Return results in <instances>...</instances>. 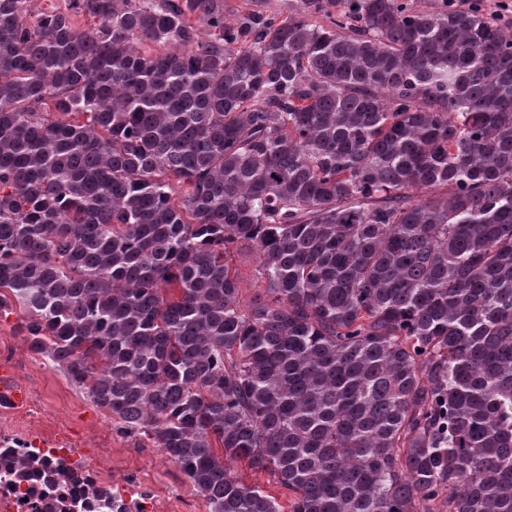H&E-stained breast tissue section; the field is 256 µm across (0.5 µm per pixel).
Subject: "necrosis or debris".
<instances>
[{"label":"necrosis or debris","mask_w":512,"mask_h":512,"mask_svg":"<svg viewBox=\"0 0 512 512\" xmlns=\"http://www.w3.org/2000/svg\"><path fill=\"white\" fill-rule=\"evenodd\" d=\"M100 448L82 453L44 431L32 405L0 401V512H174L169 499H147L118 484Z\"/></svg>","instance_id":"4bbe7bcc"}]
</instances>
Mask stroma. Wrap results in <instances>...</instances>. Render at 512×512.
<instances>
[{
  "label": "stroma",
  "mask_w": 512,
  "mask_h": 512,
  "mask_svg": "<svg viewBox=\"0 0 512 512\" xmlns=\"http://www.w3.org/2000/svg\"><path fill=\"white\" fill-rule=\"evenodd\" d=\"M19 322L15 314L0 319V342L16 347V358L21 364L19 380L36 378L30 400L38 406L42 422L47 425L63 423L65 443L111 448L113 473L134 479L144 492L168 491L180 499L184 512H207L205 500L162 449L154 447L152 442L119 432L111 416L97 407L83 388L71 383L47 358L30 350L17 333Z\"/></svg>",
  "instance_id": "stroma-1"
}]
</instances>
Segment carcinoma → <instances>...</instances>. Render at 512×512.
Returning <instances> with one entry per match:
<instances>
[{"instance_id": "1", "label": "carcinoma", "mask_w": 512, "mask_h": 512, "mask_svg": "<svg viewBox=\"0 0 512 512\" xmlns=\"http://www.w3.org/2000/svg\"><path fill=\"white\" fill-rule=\"evenodd\" d=\"M68 2L0 0L30 350L209 512H283L241 461L289 512H512V34L480 0ZM233 472L245 483L256 484L263 488L264 492L277 498L278 502L284 508V512L288 510V491L281 488L274 482H270V477L265 472H257L249 469L244 462H234L231 465Z\"/></svg>"}]
</instances>
